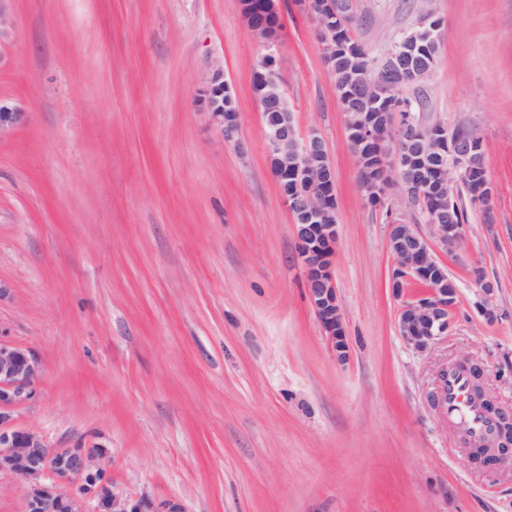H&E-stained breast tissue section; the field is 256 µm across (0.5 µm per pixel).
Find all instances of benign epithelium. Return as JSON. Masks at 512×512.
<instances>
[{
    "mask_svg": "<svg viewBox=\"0 0 512 512\" xmlns=\"http://www.w3.org/2000/svg\"><path fill=\"white\" fill-rule=\"evenodd\" d=\"M318 22L324 49V66L332 73L336 60V0H308ZM437 55L418 61L406 40L393 45L373 76L355 80L356 92L342 99L345 128L352 131L369 156L356 159L358 168L367 171L360 183L365 197L378 202L395 189L409 204L430 213L432 227L443 247L453 246L460 237L457 211L451 195L457 185L478 184V201L487 203L492 185L484 166L482 146L470 136L450 132L437 123L426 124L412 112H402L392 96L397 89L420 84L432 71ZM268 134L271 167L278 180L288 178L294 169L297 178L313 184L334 185L331 160L322 138L311 134L300 139L290 119L288 101L281 83L258 96ZM198 102L227 143L238 141L234 99L221 70H215L200 89ZM378 110L364 120L359 109ZM26 113L0 105V140L11 136L24 122ZM291 214L305 218L294 225V233L305 272L308 295L328 345L343 360L348 342L343 317L337 303L332 274V258L337 237L336 198L330 192L291 189L283 193ZM388 239L396 269L392 288L400 293L404 281H424L426 297L406 305L399 326L406 342L417 351L427 350L436 337L448 329V313L455 304L456 289L449 287L448 275L432 255L428 242L415 225L394 219L388 224ZM0 329V474L9 473L27 484L24 512H86L84 503H97L96 512H185L172 501L154 502L132 497L118 490L104 464L103 448H53L38 434L13 425L10 410L30 400L40 378L38 357L30 349L3 340ZM450 368L473 374V397L501 419L500 433L490 448H468L470 462L482 458L495 466L512 462V414L499 406L484 388L483 369L468 359H456L442 365L436 375L435 393Z\"/></svg>",
    "mask_w": 512,
    "mask_h": 512,
    "instance_id": "7a95c632",
    "label": "benign epithelium"
}]
</instances>
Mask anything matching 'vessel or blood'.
<instances>
[{
    "instance_id": "1",
    "label": "vessel or blood",
    "mask_w": 512,
    "mask_h": 512,
    "mask_svg": "<svg viewBox=\"0 0 512 512\" xmlns=\"http://www.w3.org/2000/svg\"><path fill=\"white\" fill-rule=\"evenodd\" d=\"M469 379L461 372L449 373L441 392V404L449 423L464 434L470 443L479 445L491 441L497 425L493 418L469 403Z\"/></svg>"
}]
</instances>
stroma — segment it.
Listing matches in <instances>:
<instances>
[{
	"label": "stroma",
	"instance_id": "35a3bbf8",
	"mask_svg": "<svg viewBox=\"0 0 512 512\" xmlns=\"http://www.w3.org/2000/svg\"><path fill=\"white\" fill-rule=\"evenodd\" d=\"M382 58L440 21L424 118L479 137L489 203L433 255L457 287L448 330L402 337L387 214L371 205L325 71L318 23L280 0L269 40L241 0H6L0 102V330L41 378L11 412L57 448L104 447L114 486L185 512H512V472L464 460L432 399L466 357L512 410V0H350ZM273 55L299 136L335 173L333 276L349 357L307 295L294 220L268 155L254 73ZM239 104L225 142L197 93L213 67Z\"/></svg>",
	"mask_w": 512,
	"mask_h": 512
}]
</instances>
